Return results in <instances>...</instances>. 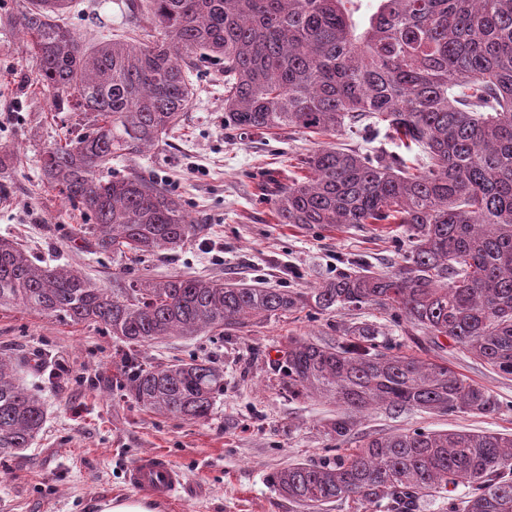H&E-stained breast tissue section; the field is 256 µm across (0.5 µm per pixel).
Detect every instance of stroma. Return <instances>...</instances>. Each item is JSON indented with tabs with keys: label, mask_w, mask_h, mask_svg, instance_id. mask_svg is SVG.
I'll use <instances>...</instances> for the list:
<instances>
[{
	"label": "stroma",
	"mask_w": 512,
	"mask_h": 512,
	"mask_svg": "<svg viewBox=\"0 0 512 512\" xmlns=\"http://www.w3.org/2000/svg\"><path fill=\"white\" fill-rule=\"evenodd\" d=\"M18 0H0V237L19 241L41 261L79 269L93 282L114 277L192 274L274 288H315L363 258L378 266L392 258L404 234L396 225H347L333 231L279 223L274 183L300 175V160L323 137L294 131L268 135L224 127V73L204 61L191 80L195 102L165 150L112 173L153 175L180 195L204 236L141 263L95 252L78 229L86 218L41 177V157L78 116L51 109L37 84L30 38L10 21ZM65 20L82 41L96 44L131 35L124 0H72ZM369 320L403 348L448 361L500 403L490 416L393 412L382 407L358 419L355 436L405 428H464L512 433V378L467 358L449 339L411 336L386 314ZM338 313L317 318L250 320L233 336L173 337L143 348L140 358L162 365L176 358L216 361L224 391L204 422L163 418L137 406L122 387L126 349L102 328L48 318L22 307H0V357L22 368L20 382L43 400L42 433L20 455L0 458V512H95L97 502L135 496L128 466L158 452L184 476L185 487L163 512H301L271 482L283 466L319 464L336 454L323 432L334 403L288 397L281 363L289 336L323 343L337 339Z\"/></svg>",
	"instance_id": "stroma-1"
}]
</instances>
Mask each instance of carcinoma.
I'll use <instances>...</instances> for the list:
<instances>
[{
    "label": "carcinoma",
    "mask_w": 512,
    "mask_h": 512,
    "mask_svg": "<svg viewBox=\"0 0 512 512\" xmlns=\"http://www.w3.org/2000/svg\"><path fill=\"white\" fill-rule=\"evenodd\" d=\"M360 0H140L135 40L87 46L64 22L71 0H21L14 26L30 35L37 79L57 112L88 116L44 151L41 176L90 219L79 232L98 253L135 257L204 232L182 199L151 176L105 174L167 146L193 103L201 60L224 62V127L370 139L385 128L423 153L322 146L304 176L276 183L281 224L334 230L397 224L409 248L389 271L359 261L317 288H264L222 279L137 277L120 288L41 265L0 238V306L101 326L128 348L124 387L151 412L209 419L224 371L208 359L139 363L169 336H230L251 319L382 309L435 344L512 376V0H378L361 29ZM354 318L338 339L289 337L283 386L339 412L324 426L336 457L288 464L272 482L301 508L335 502L358 512H418L466 488L452 512H512V434L405 429L343 451L357 415L393 411L492 415L500 404L443 362L401 352ZM40 398L0 357V457L30 447L45 424Z\"/></svg>",
    "instance_id": "cac0c4a2"
}]
</instances>
